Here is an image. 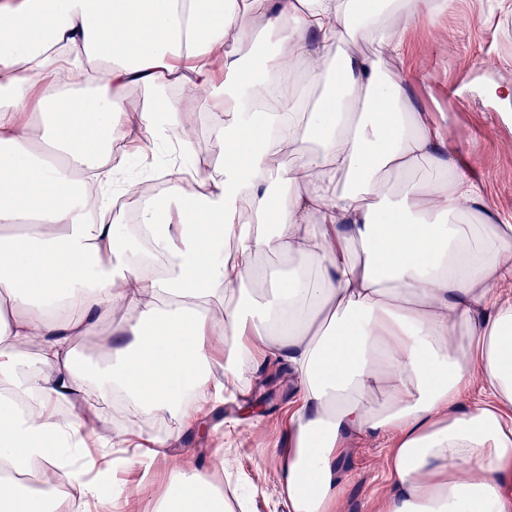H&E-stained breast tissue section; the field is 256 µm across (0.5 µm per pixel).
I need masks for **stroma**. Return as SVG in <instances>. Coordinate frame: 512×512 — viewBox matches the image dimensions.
I'll list each match as a JSON object with an SVG mask.
<instances>
[{
	"mask_svg": "<svg viewBox=\"0 0 512 512\" xmlns=\"http://www.w3.org/2000/svg\"><path fill=\"white\" fill-rule=\"evenodd\" d=\"M396 74L414 80L418 106L439 123L498 212L512 215V0H433L406 34ZM263 414L241 416L237 406L210 408L180 435L138 494L139 512H154L180 468L207 471L234 497L257 473L279 471L294 388L288 369L267 365L248 387ZM388 438L360 435L344 445L338 468L343 496L337 512H378L393 494L383 476Z\"/></svg>",
	"mask_w": 512,
	"mask_h": 512,
	"instance_id": "35a3bbf8",
	"label": "stroma"
}]
</instances>
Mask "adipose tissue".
Masks as SVG:
<instances>
[{"label": "adipose tissue", "mask_w": 512, "mask_h": 512, "mask_svg": "<svg viewBox=\"0 0 512 512\" xmlns=\"http://www.w3.org/2000/svg\"><path fill=\"white\" fill-rule=\"evenodd\" d=\"M428 0H0V512H62L65 476L136 495L225 386L285 363L291 512H335L351 434H396L384 512H512V224L386 68ZM369 40L367 55L356 48ZM189 85L224 162L156 199L111 167L127 90L140 157L186 147ZM300 156L295 166L284 157ZM434 176L413 180L420 164ZM133 224L99 221L116 202ZM174 216L171 224L161 216ZM275 255L287 272L260 263ZM111 331L83 366L79 336ZM224 378L212 376L215 357ZM383 391L380 406L367 402ZM171 420L129 452L112 404ZM198 471L155 512H227ZM151 93L149 90L139 87L133 86L129 88L127 92V98L132 105V108L135 112H133V116L129 113L128 123L125 128L126 139H132V142L136 143H149L151 140V136L149 131L144 127L139 118V112L141 109L146 106ZM144 105V106H143ZM142 109V112H143ZM138 114V115H135ZM125 139V140H126Z\"/></svg>", "instance_id": "ef3b65f1"}]
</instances>
